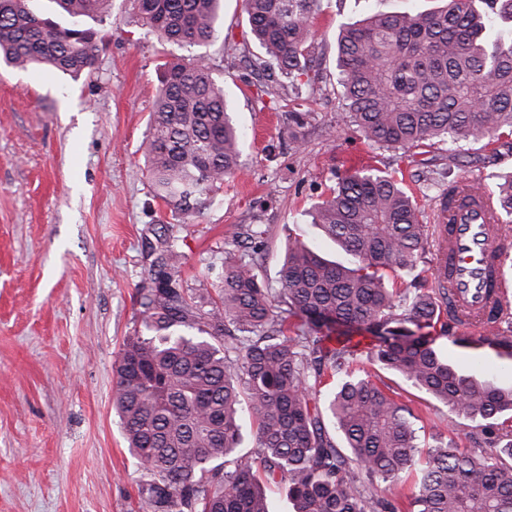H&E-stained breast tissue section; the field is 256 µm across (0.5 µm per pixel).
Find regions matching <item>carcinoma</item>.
Segmentation results:
<instances>
[{
	"label": "carcinoma",
	"instance_id": "cac0c4a2",
	"mask_svg": "<svg viewBox=\"0 0 512 512\" xmlns=\"http://www.w3.org/2000/svg\"><path fill=\"white\" fill-rule=\"evenodd\" d=\"M30 0H0V59L78 76L94 69L109 0H53L69 23ZM221 0H133L149 32L178 46L208 44ZM261 55L255 74L312 86L310 19L320 0H242ZM202 56L162 65L141 148L154 195L178 217L198 212L241 169L243 133L224 87ZM346 122L383 149L512 135V0H447L419 14L377 12L341 27L336 40ZM498 222L512 224V171L499 176ZM311 223L351 262L293 240L276 292L257 264L224 265L217 295L186 288L184 254L169 228L140 289L141 330L113 371V408L131 453L147 470L146 512H270L266 488L291 512H512V387L477 382L416 331L441 319L438 301L393 287L428 241L417 204L376 169L339 178ZM496 326L463 331L462 344L512 356V298ZM291 317L302 321L285 335ZM363 327L375 343L361 358L336 326ZM397 374L480 427L472 450L453 439L424 445L420 418L369 367ZM416 473L399 502L387 492Z\"/></svg>",
	"mask_w": 512,
	"mask_h": 512
}]
</instances>
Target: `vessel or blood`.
Here are the masks:
<instances>
[{
    "label": "vessel or blood",
    "instance_id": "1",
    "mask_svg": "<svg viewBox=\"0 0 512 512\" xmlns=\"http://www.w3.org/2000/svg\"><path fill=\"white\" fill-rule=\"evenodd\" d=\"M491 197L484 188L473 197L456 196L451 204L438 206V259L447 262L450 273L448 319L461 329L473 319L496 314L502 262L512 256V239L502 236Z\"/></svg>",
    "mask_w": 512,
    "mask_h": 512
}]
</instances>
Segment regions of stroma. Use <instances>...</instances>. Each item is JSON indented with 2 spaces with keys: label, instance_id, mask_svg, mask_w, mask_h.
Segmentation results:
<instances>
[{
  "label": "stroma",
  "instance_id": "stroma-1",
  "mask_svg": "<svg viewBox=\"0 0 512 512\" xmlns=\"http://www.w3.org/2000/svg\"><path fill=\"white\" fill-rule=\"evenodd\" d=\"M443 0H321L312 20L320 82L315 91H267L225 41L249 32L241 0H224L216 39L201 47L246 137L241 172L207 205L174 224L154 197L140 146L157 94L161 63L188 49L148 34L131 0H112L106 21L85 19L103 41L90 74L70 79L0 63V512H142L148 478L130 455L113 409V364L140 322L138 290L169 224L185 256V287H219L227 257L250 259L234 241L261 225L266 286L278 288L292 237L333 253L308 209L351 167L402 179L424 224L434 225L436 190L466 177L495 188L512 170V138L494 145L386 150L345 124L336 68L341 25L376 11H433ZM309 113L304 127L290 110ZM451 364L478 381L512 385V357L455 343L440 319L431 331ZM384 380L423 418L426 435L469 441L446 406L394 375Z\"/></svg>",
  "mask_w": 512,
  "mask_h": 512
}]
</instances>
